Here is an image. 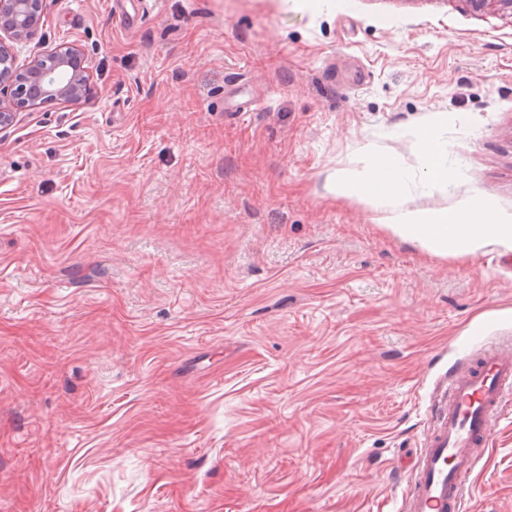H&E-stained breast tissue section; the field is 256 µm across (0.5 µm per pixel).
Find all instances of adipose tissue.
<instances>
[{
    "label": "adipose tissue",
    "instance_id": "ef3b65f1",
    "mask_svg": "<svg viewBox=\"0 0 512 512\" xmlns=\"http://www.w3.org/2000/svg\"><path fill=\"white\" fill-rule=\"evenodd\" d=\"M447 122V113L441 112L415 132L421 147L424 185L430 190L447 185L455 176L448 145L438 135ZM410 179L390 155L370 150L358 175L337 178L335 193L388 199L389 207L380 216V224L394 237L432 256L473 257L491 244L512 251V214L498 211L493 200L475 195L452 209H412L405 199Z\"/></svg>",
    "mask_w": 512,
    "mask_h": 512
}]
</instances>
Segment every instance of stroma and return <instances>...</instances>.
<instances>
[{"label": "stroma", "instance_id": "1", "mask_svg": "<svg viewBox=\"0 0 512 512\" xmlns=\"http://www.w3.org/2000/svg\"><path fill=\"white\" fill-rule=\"evenodd\" d=\"M47 0L94 97L0 133V512H402L433 389L512 340V253L336 196L512 213V19L466 0ZM456 178L427 191L417 126ZM512 512V403L465 482ZM358 177L336 179L338 196L387 198L389 209L374 219L396 238L431 256L468 258L490 244L512 251V214L501 213L493 200L474 195L453 209H411L405 195L411 175L387 154L368 150Z\"/></svg>", "mask_w": 512, "mask_h": 512}]
</instances>
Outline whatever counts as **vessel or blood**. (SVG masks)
<instances>
[{"label":"vessel or blood","instance_id":"b4317fda","mask_svg":"<svg viewBox=\"0 0 512 512\" xmlns=\"http://www.w3.org/2000/svg\"><path fill=\"white\" fill-rule=\"evenodd\" d=\"M512 398V346L483 350L480 361L442 380L433 422L411 467L404 512H463L464 478Z\"/></svg>","mask_w":512,"mask_h":512}]
</instances>
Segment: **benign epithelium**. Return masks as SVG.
I'll return each instance as SVG.
<instances>
[{
    "label": "benign epithelium",
    "mask_w": 512,
    "mask_h": 512,
    "mask_svg": "<svg viewBox=\"0 0 512 512\" xmlns=\"http://www.w3.org/2000/svg\"><path fill=\"white\" fill-rule=\"evenodd\" d=\"M45 0H0V132L11 128L22 109L41 104L86 102L92 95L87 59L75 43L63 42L19 63L14 44L33 39L44 16ZM475 11L487 7L512 17V0H466Z\"/></svg>",
    "instance_id": "1"
}]
</instances>
